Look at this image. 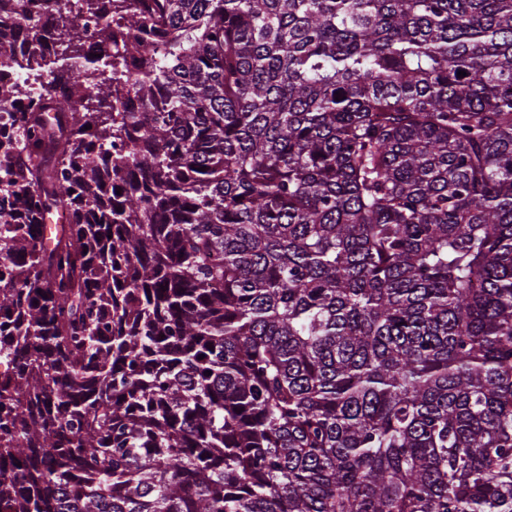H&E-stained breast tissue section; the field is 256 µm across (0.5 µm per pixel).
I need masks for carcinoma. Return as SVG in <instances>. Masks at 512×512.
<instances>
[{
    "label": "carcinoma",
    "instance_id": "obj_1",
    "mask_svg": "<svg viewBox=\"0 0 512 512\" xmlns=\"http://www.w3.org/2000/svg\"><path fill=\"white\" fill-rule=\"evenodd\" d=\"M28 25L0 512H512V0Z\"/></svg>",
    "mask_w": 512,
    "mask_h": 512
}]
</instances>
